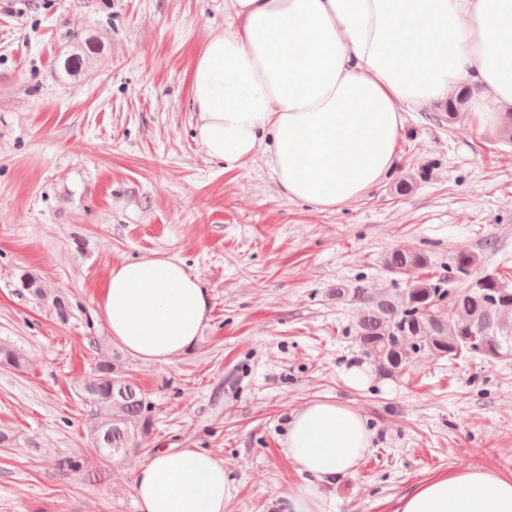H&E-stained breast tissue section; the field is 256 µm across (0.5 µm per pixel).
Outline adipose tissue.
Returning <instances> with one entry per match:
<instances>
[{"label": "adipose tissue", "mask_w": 512, "mask_h": 512, "mask_svg": "<svg viewBox=\"0 0 512 512\" xmlns=\"http://www.w3.org/2000/svg\"><path fill=\"white\" fill-rule=\"evenodd\" d=\"M231 18L195 56V134L225 168L263 156L283 193L320 210L363 196L396 165L405 115L471 88L475 111L512 109V0H224ZM210 299L182 262L113 266L97 313L137 358L193 347ZM374 432L353 406L313 399L288 416L283 454L301 480L281 512H327L324 489L353 474ZM233 486L207 451L139 462L140 512H224ZM394 512H512V479L473 467L439 474Z\"/></svg>", "instance_id": "obj_1"}]
</instances>
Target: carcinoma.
Listing matches in <instances>:
<instances>
[{
  "mask_svg": "<svg viewBox=\"0 0 512 512\" xmlns=\"http://www.w3.org/2000/svg\"><path fill=\"white\" fill-rule=\"evenodd\" d=\"M99 41L95 35L77 38V47L64 61L68 76L89 71ZM427 258L415 251L395 249L385 266L393 274L425 265ZM474 256L460 252L448 266V279L468 273ZM21 287L35 298L51 304L60 319L68 316L65 298L43 286L30 273L21 276ZM512 288L501 276L486 274L469 281L454 294L444 282L429 279L411 282L391 298L365 300L358 314L356 339L372 357L378 372H403L412 355L428 351L450 360L461 355L489 362L512 355ZM94 406L93 448L102 462L130 449L135 438L153 427L151 405L145 393L121 375L114 359L101 360L97 378L85 387Z\"/></svg>",
  "mask_w": 512,
  "mask_h": 512,
  "instance_id": "carcinoma-1",
  "label": "carcinoma"
}]
</instances>
